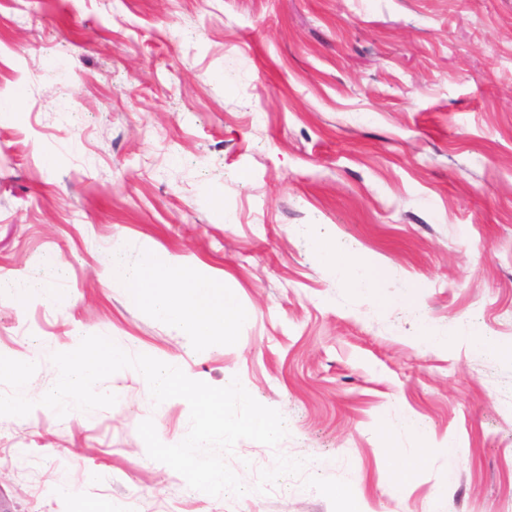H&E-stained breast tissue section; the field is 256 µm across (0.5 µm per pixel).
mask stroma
I'll return each mask as SVG.
<instances>
[{"label": "stroma", "mask_w": 512, "mask_h": 512, "mask_svg": "<svg viewBox=\"0 0 512 512\" xmlns=\"http://www.w3.org/2000/svg\"><path fill=\"white\" fill-rule=\"evenodd\" d=\"M116 253L245 315L197 348ZM26 275L55 298L0 291V355L40 359L0 417L15 512H512V0H0V280ZM80 333L239 378L288 434L237 442L242 496L191 489L138 434L185 437L189 405L137 370L113 407L40 405ZM327 262L333 273L337 270L345 274L356 288L374 294L381 288L383 273L374 263L354 257L336 256V253H329Z\"/></svg>", "instance_id": "35a3bbf8"}]
</instances>
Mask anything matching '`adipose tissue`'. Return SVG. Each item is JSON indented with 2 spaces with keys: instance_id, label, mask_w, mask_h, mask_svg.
Masks as SVG:
<instances>
[{
  "instance_id": "obj_1",
  "label": "adipose tissue",
  "mask_w": 512,
  "mask_h": 512,
  "mask_svg": "<svg viewBox=\"0 0 512 512\" xmlns=\"http://www.w3.org/2000/svg\"><path fill=\"white\" fill-rule=\"evenodd\" d=\"M327 262L331 270L345 274L356 288L378 293L383 276L376 264L333 253L328 254ZM109 273L155 318L186 330L203 349L243 315L223 285H201L189 269L173 261L158 264L147 259L132 267L116 254Z\"/></svg>"
}]
</instances>
